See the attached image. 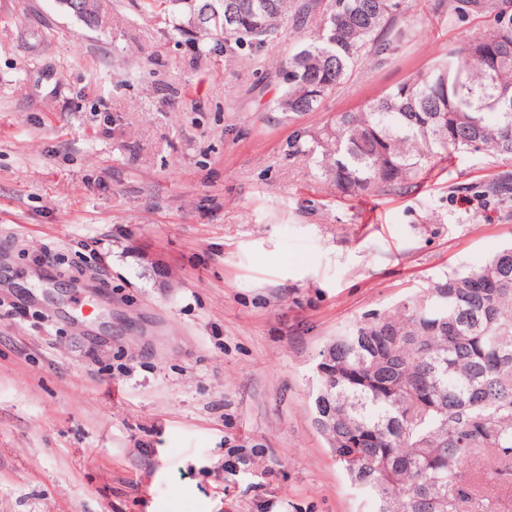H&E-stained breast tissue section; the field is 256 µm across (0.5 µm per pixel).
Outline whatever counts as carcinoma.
Instances as JSON below:
<instances>
[{"instance_id":"1","label":"carcinoma","mask_w":512,"mask_h":512,"mask_svg":"<svg viewBox=\"0 0 512 512\" xmlns=\"http://www.w3.org/2000/svg\"><path fill=\"white\" fill-rule=\"evenodd\" d=\"M154 15L181 8L197 32L224 35L253 58L288 20L318 31L277 66L288 118L318 112L368 61L407 36L404 0H143ZM448 16L489 15L478 37L358 111L299 128L288 154L315 159L342 196L400 193L437 161L512 158V0H450ZM455 332L435 327L439 316ZM314 424L372 512H499L487 488L512 486V244L451 272L402 308L369 317L319 353ZM348 435L355 447L343 444Z\"/></svg>"}]
</instances>
